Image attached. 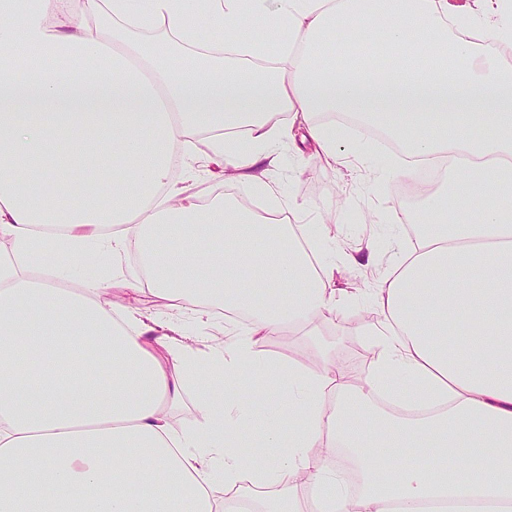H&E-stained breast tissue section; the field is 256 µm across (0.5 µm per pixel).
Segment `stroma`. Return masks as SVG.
Masks as SVG:
<instances>
[{
  "label": "stroma",
  "mask_w": 512,
  "mask_h": 512,
  "mask_svg": "<svg viewBox=\"0 0 512 512\" xmlns=\"http://www.w3.org/2000/svg\"><path fill=\"white\" fill-rule=\"evenodd\" d=\"M347 144L369 154L368 169L322 166L312 157V145L305 143L299 156L284 157L268 178L275 190L303 205V213L292 215L291 223L326 219L336 205H344V213L329 229L346 251L357 254V264L340 266L336 273L338 287L352 291L354 300L333 310L310 333L265 338L260 353L272 359H299L310 366L318 353L324 352L355 380L367 374L375 357L374 347L362 333L363 326L375 319L366 290L384 274L398 252L401 242L390 238L389 231L407 218L409 209L399 194L401 179L389 173L390 151L377 138L356 130L348 136Z\"/></svg>",
  "instance_id": "obj_1"
}]
</instances>
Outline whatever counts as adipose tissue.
<instances>
[{
    "mask_svg": "<svg viewBox=\"0 0 512 512\" xmlns=\"http://www.w3.org/2000/svg\"><path fill=\"white\" fill-rule=\"evenodd\" d=\"M499 3L0 0V512H227L217 473L259 512L302 485L315 512H512V66L476 46H512ZM342 25L386 60L336 55ZM336 111L401 144L404 183L448 181L371 290L357 384L256 352L348 300L335 237L265 179L297 129L340 163ZM202 147L270 216L200 204L174 171ZM131 249L144 282L83 278ZM394 378L430 413L381 410Z\"/></svg>",
    "mask_w": 512,
    "mask_h": 512,
    "instance_id": "adipose-tissue-1",
    "label": "adipose tissue"
}]
</instances>
